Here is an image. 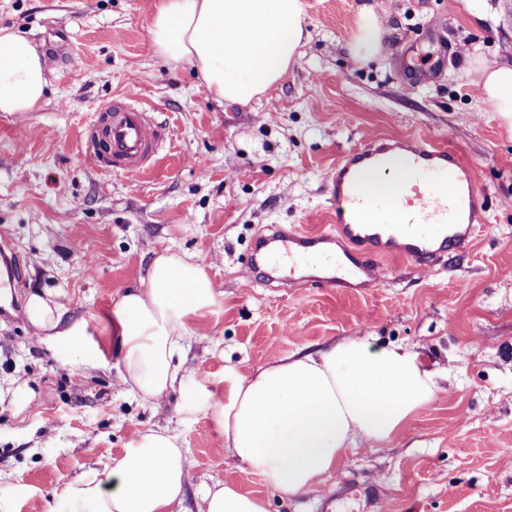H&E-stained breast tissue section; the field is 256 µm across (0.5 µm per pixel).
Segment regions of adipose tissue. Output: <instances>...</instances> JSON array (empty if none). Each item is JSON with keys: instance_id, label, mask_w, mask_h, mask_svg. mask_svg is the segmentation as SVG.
<instances>
[{"instance_id": "1", "label": "adipose tissue", "mask_w": 512, "mask_h": 512, "mask_svg": "<svg viewBox=\"0 0 512 512\" xmlns=\"http://www.w3.org/2000/svg\"><path fill=\"white\" fill-rule=\"evenodd\" d=\"M306 27L303 0H155L150 39L160 56L191 65L215 100L245 105L282 83ZM386 34L374 9L362 6L350 56L361 63L382 58ZM49 72L30 39L0 28V112L38 110ZM466 74L512 123V65L474 59ZM216 300L205 265L167 251L152 260L147 287L120 297L110 313L120 377L143 401L159 400L179 383L174 352ZM437 389L434 373L413 353L373 350L350 338L258 367L233 379L228 399L206 391L199 402L222 451L294 496L334 472L358 443L394 435ZM188 479L177 439L147 430L101 475L65 483L56 496L71 512H175ZM204 504V512H268L264 499L221 481Z\"/></svg>"}]
</instances>
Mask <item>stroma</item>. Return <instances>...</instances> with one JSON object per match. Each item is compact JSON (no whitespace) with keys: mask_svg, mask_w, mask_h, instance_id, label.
Instances as JSON below:
<instances>
[{"mask_svg":"<svg viewBox=\"0 0 512 512\" xmlns=\"http://www.w3.org/2000/svg\"><path fill=\"white\" fill-rule=\"evenodd\" d=\"M304 2L309 38L280 87L223 105L188 63L154 52L144 0H0L1 28L58 53L41 108L0 113V226L21 298L50 299L64 326L84 329L74 342L0 320V503L12 512H67L55 490L148 429L175 436L187 459L183 512H201L218 479L268 512H320L347 481L377 483L382 512H512V129L465 77L474 57L512 63V0L476 15L463 0H370L388 52L367 64L347 51L363 0ZM124 97L166 131L146 173L101 172L83 149L97 109ZM372 136L444 142L473 166L485 220L471 244L423 275L378 258L374 287H316L310 255L305 276L269 282L256 249L267 226L331 231L332 171ZM163 251L205 263L218 302L175 352L181 384L153 405L120 380L108 315ZM349 338L416 353L436 397L296 496L220 452L197 394L227 395L225 370Z\"/></svg>","mask_w":512,"mask_h":512,"instance_id":"stroma-1","label":"stroma"}]
</instances>
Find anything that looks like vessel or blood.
<instances>
[{
  "label": "vessel or blood",
  "mask_w": 512,
  "mask_h": 512,
  "mask_svg": "<svg viewBox=\"0 0 512 512\" xmlns=\"http://www.w3.org/2000/svg\"><path fill=\"white\" fill-rule=\"evenodd\" d=\"M162 138L161 127L149 120L145 108L117 100L100 107L84 145L97 168L136 171ZM397 150L407 154L413 171L411 183L393 197L401 222L391 225L377 220L367 224L357 220V213L375 206L366 189L368 175L380 171L385 158ZM448 181L453 182V189H445ZM329 194L337 212L334 231H289L275 225L266 239L272 257L290 258L300 248L335 250V261L324 265L322 276L315 279L321 288L340 287L351 277L381 281L382 272L372 261L376 255L405 257L419 272H427L437 256L472 241L476 213L483 206L472 170L463 157L449 146L418 137L371 138L337 162ZM421 224L439 225L440 235H420L417 227ZM357 490L364 496L363 512H380L382 499L377 486L359 489L352 483L326 494L322 512H335L337 501Z\"/></svg>",
  "instance_id": "b4317fda"
}]
</instances>
